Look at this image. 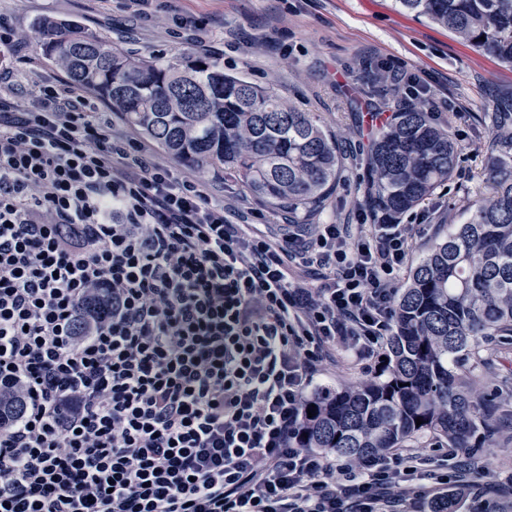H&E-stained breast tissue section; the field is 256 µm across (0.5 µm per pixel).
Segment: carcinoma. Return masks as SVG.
Returning <instances> with one entry per match:
<instances>
[{"instance_id": "1", "label": "carcinoma", "mask_w": 512, "mask_h": 512, "mask_svg": "<svg viewBox=\"0 0 512 512\" xmlns=\"http://www.w3.org/2000/svg\"><path fill=\"white\" fill-rule=\"evenodd\" d=\"M480 51L512 64V0H395ZM43 55L121 113L176 160L235 177L293 220L321 210L338 186L337 140L310 112L206 56L138 58L74 21L36 23ZM495 126L491 193L472 202L411 272L396 302L385 368L373 379L321 391L306 408L301 438L356 461L382 456L426 434L450 448H489L499 432L498 404L473 394L466 363L481 361L483 341L512 335V94L489 103ZM460 160L450 130L421 103L405 105L371 140L366 204L376 224H393L448 182ZM423 423L416 424V419ZM512 512V496L453 490L427 512Z\"/></svg>"}]
</instances>
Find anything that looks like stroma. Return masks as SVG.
Segmentation results:
<instances>
[{
	"mask_svg": "<svg viewBox=\"0 0 512 512\" xmlns=\"http://www.w3.org/2000/svg\"><path fill=\"white\" fill-rule=\"evenodd\" d=\"M0 16L13 40L0 46V68L27 77L16 99L30 102V81L63 77L46 59L35 35L37 18L77 21L113 46L138 56L206 55L226 72L269 88L313 112L323 129L335 135L344 154L340 183L316 224H360L366 152L372 133L367 115L394 112L405 103L404 90L380 73L401 72L431 85L444 103L433 116L450 126L460 149L453 179L438 187L402 221L416 235L409 257L417 263L449 225L463 223L483 182L492 130L483 121L484 103L512 93V67L477 50L447 29L398 11L393 0H153L138 10L128 0H0ZM153 156L181 177L204 182L212 200L223 203L237 224H266L279 231L286 212L253 196L236 180L182 164L152 147ZM484 359L472 372L475 393H501L512 377V338L486 344ZM375 360L356 365L342 355L322 365L333 389L372 376ZM473 463L484 471L483 484L496 485L512 474V425L503 428L494 447L476 452Z\"/></svg>",
	"mask_w": 512,
	"mask_h": 512,
	"instance_id": "35a3bbf8",
	"label": "stroma"
}]
</instances>
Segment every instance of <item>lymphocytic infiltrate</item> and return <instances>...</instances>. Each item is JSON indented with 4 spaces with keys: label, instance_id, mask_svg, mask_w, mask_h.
Here are the masks:
<instances>
[{
    "label": "lymphocytic infiltrate",
    "instance_id": "1",
    "mask_svg": "<svg viewBox=\"0 0 512 512\" xmlns=\"http://www.w3.org/2000/svg\"><path fill=\"white\" fill-rule=\"evenodd\" d=\"M0 71V512H424L448 478L399 449L302 447L323 354L378 357L410 224L232 223L113 138L64 80Z\"/></svg>",
    "mask_w": 512,
    "mask_h": 512
}]
</instances>
